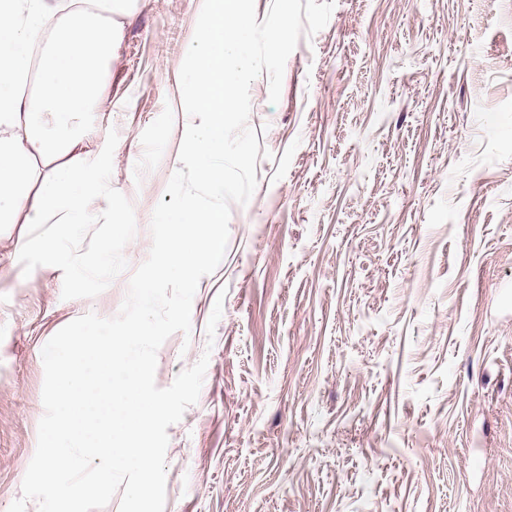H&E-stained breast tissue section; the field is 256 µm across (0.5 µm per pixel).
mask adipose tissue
<instances>
[{
    "instance_id": "1",
    "label": "adipose tissue",
    "mask_w": 512,
    "mask_h": 512,
    "mask_svg": "<svg viewBox=\"0 0 512 512\" xmlns=\"http://www.w3.org/2000/svg\"><path fill=\"white\" fill-rule=\"evenodd\" d=\"M132 0H0V224H40L47 259L111 192L83 149L82 115L96 111L112 77L119 32L112 18ZM38 77L34 93L24 88ZM43 166H36V159Z\"/></svg>"
}]
</instances>
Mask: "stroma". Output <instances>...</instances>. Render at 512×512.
<instances>
[{"mask_svg": "<svg viewBox=\"0 0 512 512\" xmlns=\"http://www.w3.org/2000/svg\"><path fill=\"white\" fill-rule=\"evenodd\" d=\"M201 7L120 18L85 116L112 206L61 240L60 268L0 288V512L37 447L44 345L116 316L126 244L148 256L182 129L138 176L141 135L177 102ZM250 98L258 187L190 334L157 352L161 388L209 358L167 429L165 512H512V0H336L279 102L264 75Z\"/></svg>", "mask_w": 512, "mask_h": 512, "instance_id": "35a3bbf8", "label": "stroma"}]
</instances>
